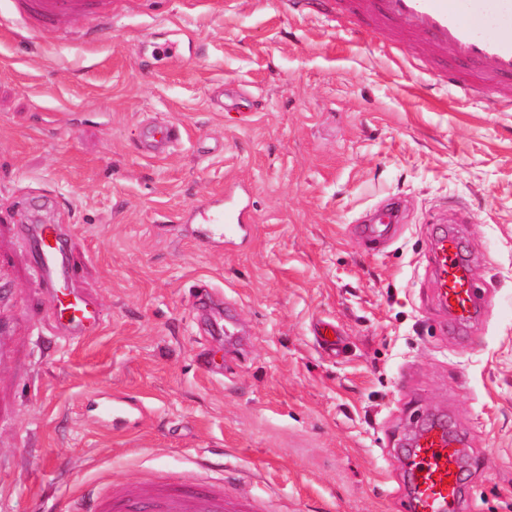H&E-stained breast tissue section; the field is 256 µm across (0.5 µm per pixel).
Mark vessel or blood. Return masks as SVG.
Masks as SVG:
<instances>
[{"mask_svg": "<svg viewBox=\"0 0 512 512\" xmlns=\"http://www.w3.org/2000/svg\"><path fill=\"white\" fill-rule=\"evenodd\" d=\"M22 31L62 28L90 13L111 21V0H11ZM336 10L375 25L395 28L397 42L425 37L439 64L453 76L450 87L465 92L481 83L490 93L493 109H512V0H338ZM184 128L175 122H150L142 132L143 153L159 157L182 140ZM402 212L380 211L376 223L360 227L373 240L397 229ZM193 240L215 246L250 233L252 215L233 193L195 208L188 216ZM30 257V269L49 306L51 318L64 339L90 338L103 321L96 301L78 287L80 266L64 251L63 230L57 224H21L16 229ZM440 306L469 323L482 315L486 301L476 286L455 233L441 231L430 242ZM460 438L430 426L418 432L408 450L412 489L411 512H451L459 497L457 447ZM252 512L243 498L225 495L223 486H204L184 475L159 484L114 487L78 505L71 501L60 512Z\"/></svg>", "mask_w": 512, "mask_h": 512, "instance_id": "b4317fda", "label": "vessel or blood"}]
</instances>
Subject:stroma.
Returning <instances> with one entry per match:
<instances>
[{
    "label": "stroma",
    "mask_w": 512,
    "mask_h": 512,
    "mask_svg": "<svg viewBox=\"0 0 512 512\" xmlns=\"http://www.w3.org/2000/svg\"><path fill=\"white\" fill-rule=\"evenodd\" d=\"M437 74L325 5L112 0L109 33L89 14L22 36L0 0V512L187 473L232 478L254 512H408L405 442L433 413L467 438L457 512H512V111ZM163 120L182 142L143 154ZM230 188L251 235L197 246L182 217ZM390 203L402 232L363 240ZM459 213L492 305L458 335L426 245ZM13 224L63 225L98 336L59 337ZM204 282L243 353L200 310ZM125 395L144 416L99 418ZM184 128L175 122H150L142 132V152L159 157L169 153L183 139Z\"/></svg>",
    "instance_id": "obj_1"
}]
</instances>
